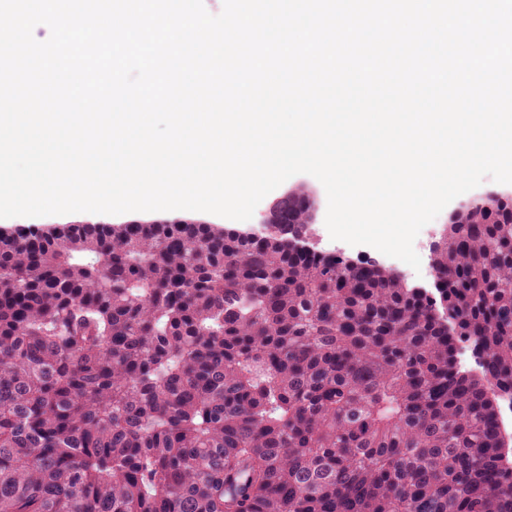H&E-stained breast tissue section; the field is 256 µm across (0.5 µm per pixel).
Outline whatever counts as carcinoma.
Listing matches in <instances>:
<instances>
[{"mask_svg": "<svg viewBox=\"0 0 512 512\" xmlns=\"http://www.w3.org/2000/svg\"><path fill=\"white\" fill-rule=\"evenodd\" d=\"M306 199L0 230V512H512V201L444 226L432 294L301 249Z\"/></svg>", "mask_w": 512, "mask_h": 512, "instance_id": "carcinoma-1", "label": "carcinoma"}]
</instances>
